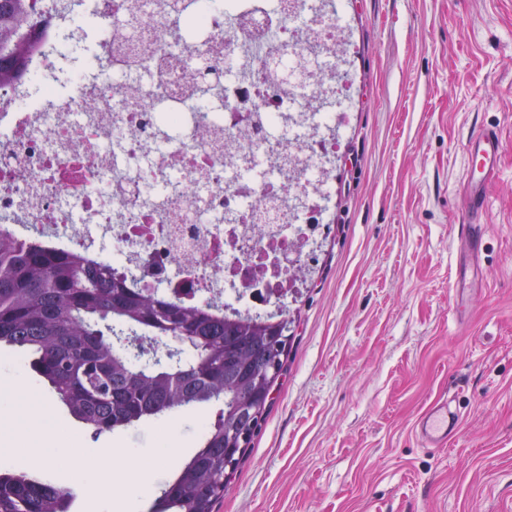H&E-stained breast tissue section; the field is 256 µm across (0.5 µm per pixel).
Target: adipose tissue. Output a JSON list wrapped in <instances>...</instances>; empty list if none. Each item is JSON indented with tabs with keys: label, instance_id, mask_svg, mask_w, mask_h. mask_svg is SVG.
Listing matches in <instances>:
<instances>
[{
	"label": "adipose tissue",
	"instance_id": "ef3b65f1",
	"mask_svg": "<svg viewBox=\"0 0 512 512\" xmlns=\"http://www.w3.org/2000/svg\"><path fill=\"white\" fill-rule=\"evenodd\" d=\"M0 384L10 387L14 395L10 401L0 404V424L6 431L0 435V450L25 449L28 458L44 469L55 467L58 460H66L72 473L85 486L94 506L111 505L112 487L124 484L129 498L146 496L152 484L148 467L128 468L122 458L132 456L129 448H81L78 440L64 430L47 422L32 425L23 408L31 399L23 391L19 380L13 375L0 377Z\"/></svg>",
	"mask_w": 512,
	"mask_h": 512
}]
</instances>
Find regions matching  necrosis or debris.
<instances>
[{
  "label": "necrosis or debris",
  "instance_id": "necrosis-or-debris-1",
  "mask_svg": "<svg viewBox=\"0 0 512 512\" xmlns=\"http://www.w3.org/2000/svg\"><path fill=\"white\" fill-rule=\"evenodd\" d=\"M0 85V224L229 316L280 313L329 230L351 54L336 0H33ZM222 73L205 99L182 60Z\"/></svg>",
  "mask_w": 512,
  "mask_h": 512
}]
</instances>
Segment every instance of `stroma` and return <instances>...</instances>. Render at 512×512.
Returning <instances> with one entry per match:
<instances>
[{
	"mask_svg": "<svg viewBox=\"0 0 512 512\" xmlns=\"http://www.w3.org/2000/svg\"><path fill=\"white\" fill-rule=\"evenodd\" d=\"M356 45L336 164L335 221L293 297L287 370L216 512H512V0H344ZM503 141L490 233L459 294L455 226L464 142ZM84 447L200 446L184 410L93 435L23 356L0 347ZM448 395L464 415L448 447H421L417 414Z\"/></svg>",
	"mask_w": 512,
	"mask_h": 512,
	"instance_id": "stroma-1",
	"label": "stroma"
}]
</instances>
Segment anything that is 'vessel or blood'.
<instances>
[{
  "mask_svg": "<svg viewBox=\"0 0 512 512\" xmlns=\"http://www.w3.org/2000/svg\"><path fill=\"white\" fill-rule=\"evenodd\" d=\"M464 152L469 177L464 185L462 219L458 238L468 249H477L489 231L485 222L492 182L499 175L502 143L498 130L480 126L466 137ZM461 428V417L447 398H439L415 419V434L426 448H444L455 439Z\"/></svg>",
  "mask_w": 512,
  "mask_h": 512,
  "instance_id": "1",
  "label": "vessel or blood"
}]
</instances>
